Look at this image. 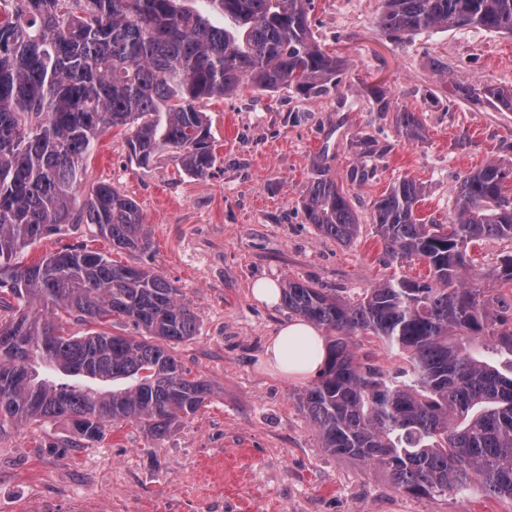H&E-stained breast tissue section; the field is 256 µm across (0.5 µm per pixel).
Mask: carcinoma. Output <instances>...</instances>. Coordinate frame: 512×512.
<instances>
[{"mask_svg":"<svg viewBox=\"0 0 512 512\" xmlns=\"http://www.w3.org/2000/svg\"><path fill=\"white\" fill-rule=\"evenodd\" d=\"M13 0L0 15V432L69 421L65 448L135 422L155 439L205 406L212 387L186 372L171 347L196 335V308L153 270L74 245L31 265L23 249L68 224H90L112 248L152 246L139 204L110 183L83 202L76 187L99 136L128 133L129 156L148 168L177 152L190 177L216 162L206 100L251 87L306 97L339 91L344 60L311 30L313 0ZM219 14L223 23L211 17ZM387 35L483 28L512 35V0H382ZM455 93L512 111V94L458 82ZM408 137L414 113L398 110ZM422 187L395 184L372 220L396 262L417 258L428 282L392 277L357 301L287 280L288 312L333 334L318 379L295 393L332 455L383 469L406 493L434 498L478 489L512 499V325L475 280L468 247L512 242V171L489 163L456 190L447 224L417 217ZM308 223L351 242L360 229L349 195L330 177L304 193ZM62 310L102 325L117 316L146 338L105 331L69 336ZM371 334L403 359L397 384L364 363L350 338Z\"/></svg>","mask_w":512,"mask_h":512,"instance_id":"obj_1","label":"carcinoma"}]
</instances>
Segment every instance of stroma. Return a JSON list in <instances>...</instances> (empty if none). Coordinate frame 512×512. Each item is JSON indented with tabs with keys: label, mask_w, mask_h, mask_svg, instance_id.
<instances>
[{
	"label": "stroma",
	"mask_w": 512,
	"mask_h": 512,
	"mask_svg": "<svg viewBox=\"0 0 512 512\" xmlns=\"http://www.w3.org/2000/svg\"><path fill=\"white\" fill-rule=\"evenodd\" d=\"M380 3L313 2L315 38L346 62L338 92L307 99L248 87L204 103L217 156L206 177L181 175L172 151L140 168L123 131L99 137L76 195L100 182L117 186L140 205L152 247L116 251L93 227L76 224L17 260L84 244L152 268L197 309V335L173 354L213 393L208 407L160 440L131 422L61 454L54 446L71 437L69 422L7 428L0 512H34L44 496L55 512H512L511 499L478 491L409 495L382 470L325 452L297 406L301 381L262 362L266 341L290 315L254 298L256 280L291 278L356 300L392 276L427 279L419 260L389 262L371 219L374 202L410 178L423 187L419 216L444 224L467 176L489 161L512 163V112L454 92L459 79L512 89V37L476 28L390 37L375 25ZM376 89L415 113L418 137L404 136L395 109L379 111ZM359 164L370 177L348 182ZM323 174L342 185L359 216L351 243L306 221L305 189ZM509 253V241L470 246L480 287L495 291L487 274Z\"/></svg>",
	"instance_id": "obj_1"
}]
</instances>
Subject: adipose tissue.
Here are the masks:
<instances>
[{
	"mask_svg": "<svg viewBox=\"0 0 512 512\" xmlns=\"http://www.w3.org/2000/svg\"><path fill=\"white\" fill-rule=\"evenodd\" d=\"M324 338L312 324L293 319L283 324L268 341L264 352L267 369L287 379H303L325 359Z\"/></svg>",
	"mask_w": 512,
	"mask_h": 512,
	"instance_id": "ef3b65f1",
	"label": "adipose tissue"
}]
</instances>
